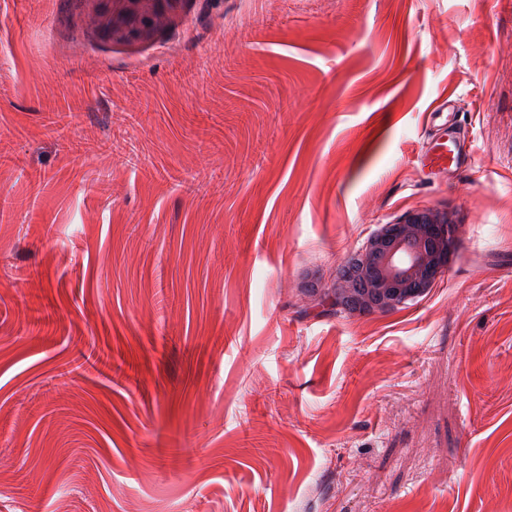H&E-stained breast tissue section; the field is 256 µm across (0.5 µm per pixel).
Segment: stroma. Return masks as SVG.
<instances>
[{
  "instance_id": "stroma-1",
  "label": "stroma",
  "mask_w": 512,
  "mask_h": 512,
  "mask_svg": "<svg viewBox=\"0 0 512 512\" xmlns=\"http://www.w3.org/2000/svg\"><path fill=\"white\" fill-rule=\"evenodd\" d=\"M124 6L0 0V512H512V0ZM417 208L427 294L305 296ZM455 112V101L449 97L432 107L429 114L432 134L420 156L424 169L449 173L468 163L469 135L465 130H453ZM437 120H443V123L436 125Z\"/></svg>"
}]
</instances>
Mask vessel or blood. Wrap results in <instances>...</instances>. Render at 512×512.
Segmentation results:
<instances>
[{"mask_svg":"<svg viewBox=\"0 0 512 512\" xmlns=\"http://www.w3.org/2000/svg\"><path fill=\"white\" fill-rule=\"evenodd\" d=\"M455 102L444 99L432 107L429 119L432 134L420 156L423 168L431 171L453 172L470 159L469 135L455 128Z\"/></svg>","mask_w":512,"mask_h":512,"instance_id":"b4317fda","label":"vessel or blood"}]
</instances>
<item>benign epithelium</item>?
<instances>
[{
  "label": "benign epithelium",
  "instance_id": "1",
  "mask_svg": "<svg viewBox=\"0 0 512 512\" xmlns=\"http://www.w3.org/2000/svg\"><path fill=\"white\" fill-rule=\"evenodd\" d=\"M457 239L448 238V225L403 219L371 235L354 255L353 274L333 283L336 305L355 302V310H392L405 300L427 292L447 269ZM367 283L366 290L358 288Z\"/></svg>",
  "mask_w": 512,
  "mask_h": 512
}]
</instances>
